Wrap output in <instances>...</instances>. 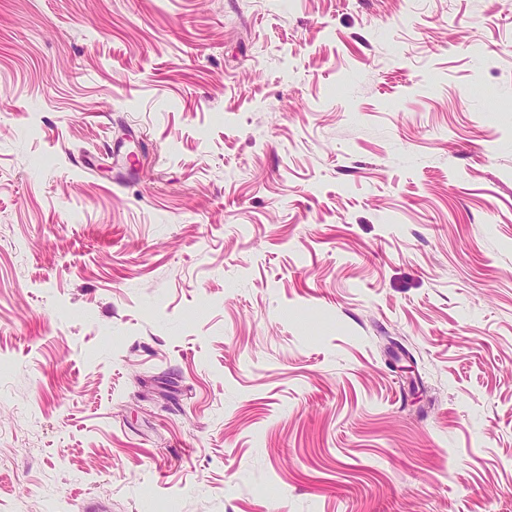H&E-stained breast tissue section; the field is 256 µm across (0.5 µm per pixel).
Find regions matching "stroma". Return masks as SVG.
<instances>
[{
	"label": "stroma",
	"mask_w": 512,
	"mask_h": 512,
	"mask_svg": "<svg viewBox=\"0 0 512 512\" xmlns=\"http://www.w3.org/2000/svg\"><path fill=\"white\" fill-rule=\"evenodd\" d=\"M0 512H512V0H0Z\"/></svg>",
	"instance_id": "obj_1"
}]
</instances>
